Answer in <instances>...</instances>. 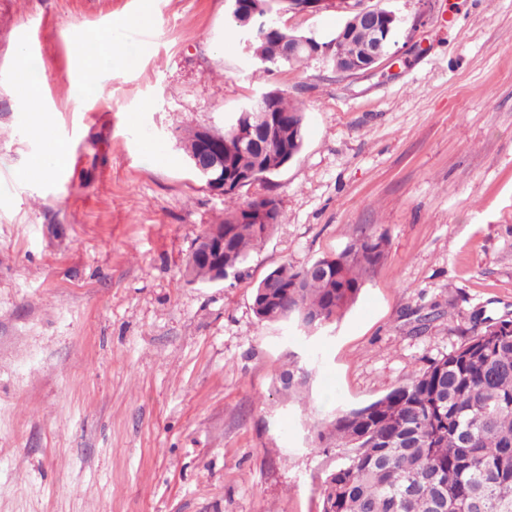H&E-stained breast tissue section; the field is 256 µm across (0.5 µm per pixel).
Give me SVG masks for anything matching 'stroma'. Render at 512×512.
I'll list each match as a JSON object with an SVG mask.
<instances>
[{
    "mask_svg": "<svg viewBox=\"0 0 512 512\" xmlns=\"http://www.w3.org/2000/svg\"><path fill=\"white\" fill-rule=\"evenodd\" d=\"M151 3L139 29L141 0H0V512H321V422L457 347L473 317L512 319V0H365L397 29L352 76L327 56L257 63L225 0ZM345 20L279 16L322 42ZM40 21L28 112L12 53ZM121 22L136 64L106 57L77 91L82 40ZM272 90L305 105L301 152L211 191L186 131L223 132ZM39 113L80 158L51 179ZM265 196L282 222L239 275L187 282L205 228ZM372 232L387 256L333 325L256 317L272 270ZM433 307L454 316L414 332ZM292 354L316 368L300 400L279 380Z\"/></svg>",
    "mask_w": 512,
    "mask_h": 512,
    "instance_id": "1",
    "label": "stroma"
}]
</instances>
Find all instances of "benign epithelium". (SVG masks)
Segmentation results:
<instances>
[{
    "label": "benign epithelium",
    "mask_w": 512,
    "mask_h": 512,
    "mask_svg": "<svg viewBox=\"0 0 512 512\" xmlns=\"http://www.w3.org/2000/svg\"><path fill=\"white\" fill-rule=\"evenodd\" d=\"M228 13L235 19L245 35L244 45L248 53L257 60L263 59L262 45L272 32L281 31L274 25V15L277 14L272 2L256 3L246 6L242 0H227ZM364 0H278L280 10L297 13H319L327 9H337L353 15L348 25L342 30L340 39L351 41L362 28L371 31L369 41L358 45L354 53L348 57H333L336 72L344 75H355L360 72H370L374 65L388 53L393 41V30L396 28V15L383 13L376 9L363 7ZM280 56L291 59L301 51L316 57L332 51V48L320 44L313 37L284 36L280 42ZM196 168L207 173L216 172L210 179L213 190L219 194L231 187L252 180L248 173H239L229 181H224V140L213 137L212 133L204 132L199 141L197 157L194 158ZM224 254V228H216L213 233L197 240L191 252V257L206 260L212 264V281L224 280V263L220 255Z\"/></svg>",
    "instance_id": "benign-epithelium-1"
}]
</instances>
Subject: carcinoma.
I'll return each instance as SVG.
<instances>
[{
    "label": "carcinoma",
    "mask_w": 512,
    "mask_h": 512,
    "mask_svg": "<svg viewBox=\"0 0 512 512\" xmlns=\"http://www.w3.org/2000/svg\"><path fill=\"white\" fill-rule=\"evenodd\" d=\"M292 110L296 127L267 139L256 135L239 152L224 133V174L254 171L266 181L278 173L274 155L303 148L302 104L281 96L266 110ZM273 197L251 200L224 215V277L235 276L249 253L281 222L264 209ZM385 234H364L341 252L297 269L283 264L266 279L278 287L253 295L261 321L291 320L303 330L338 320L386 257ZM210 265L187 260L189 282L210 280ZM312 370L281 375L282 391L298 397ZM317 438L338 448L325 457L322 512H512V320L473 325L451 352L431 361L409 382L365 406L338 410Z\"/></svg>",
    "instance_id": "cac0c4a2"
}]
</instances>
